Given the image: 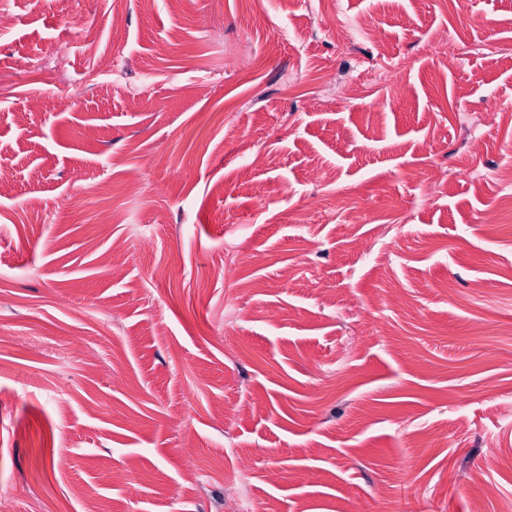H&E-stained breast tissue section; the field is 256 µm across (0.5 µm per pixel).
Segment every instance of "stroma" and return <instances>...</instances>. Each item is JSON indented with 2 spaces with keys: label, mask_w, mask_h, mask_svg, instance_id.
<instances>
[{
  "label": "stroma",
  "mask_w": 512,
  "mask_h": 512,
  "mask_svg": "<svg viewBox=\"0 0 512 512\" xmlns=\"http://www.w3.org/2000/svg\"><path fill=\"white\" fill-rule=\"evenodd\" d=\"M0 16L11 512H512V0Z\"/></svg>",
  "instance_id": "stroma-1"
}]
</instances>
